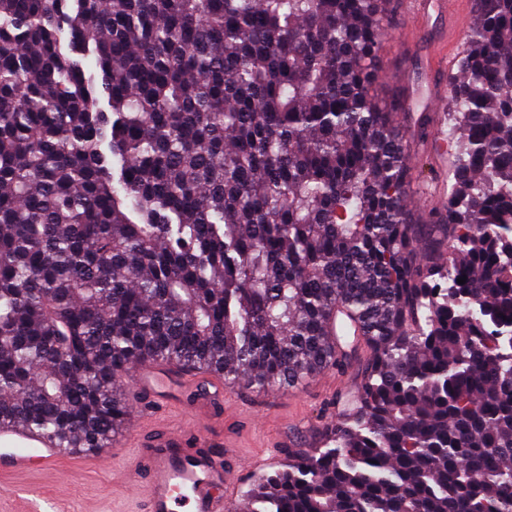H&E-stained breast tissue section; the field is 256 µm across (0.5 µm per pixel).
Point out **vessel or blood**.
Wrapping results in <instances>:
<instances>
[{
  "label": "vessel or blood",
  "instance_id": "vessel-or-blood-1",
  "mask_svg": "<svg viewBox=\"0 0 512 512\" xmlns=\"http://www.w3.org/2000/svg\"><path fill=\"white\" fill-rule=\"evenodd\" d=\"M470 0H404L406 10L420 24H447L438 42L429 49L430 73L446 69L453 49L467 33ZM413 108L427 113L431 142L447 140L448 126L439 112L440 92L435 83H425L409 92ZM130 386L128 432L134 443L116 437L111 447L86 451L93 464L108 469L116 457H124L125 486L141 497L142 512H237L238 479L245 471L259 468V461H235L234 443L220 428L161 426L151 435H138L144 415L143 401L167 406L182 393L194 392L189 412L193 417L213 416L224 399V377L183 365L144 361L134 366ZM64 452L58 440L10 421H0V473L26 472L34 466L59 467Z\"/></svg>",
  "mask_w": 512,
  "mask_h": 512
}]
</instances>
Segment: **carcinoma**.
Listing matches in <instances>:
<instances>
[{"mask_svg": "<svg viewBox=\"0 0 512 512\" xmlns=\"http://www.w3.org/2000/svg\"><path fill=\"white\" fill-rule=\"evenodd\" d=\"M473 12L423 217L387 0H0V419L103 448L147 360L292 386L342 303L356 407L245 512H512V0Z\"/></svg>", "mask_w": 512, "mask_h": 512, "instance_id": "obj_1", "label": "carcinoma"}]
</instances>
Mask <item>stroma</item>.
<instances>
[{"label":"stroma","mask_w":512,"mask_h":512,"mask_svg":"<svg viewBox=\"0 0 512 512\" xmlns=\"http://www.w3.org/2000/svg\"><path fill=\"white\" fill-rule=\"evenodd\" d=\"M414 24L412 17L394 12L388 29L378 69L376 93L382 103L405 92L408 81L424 77L421 55L425 38L404 37V30ZM360 384L361 367L336 369L309 383L296 394L279 390L275 397L245 386L227 388L224 394V429L235 444L240 461L269 459L278 466L286 451L308 449L316 442V431L331 413L343 394L345 383ZM68 472L66 489L71 512H138L139 503L107 470H96L83 461L65 459ZM57 471L38 467L22 474H0V512H22L19 494L25 490L41 493L57 492Z\"/></svg>","instance_id":"1"}]
</instances>
